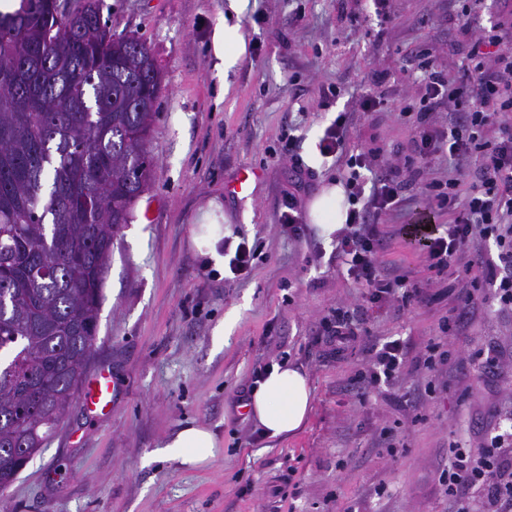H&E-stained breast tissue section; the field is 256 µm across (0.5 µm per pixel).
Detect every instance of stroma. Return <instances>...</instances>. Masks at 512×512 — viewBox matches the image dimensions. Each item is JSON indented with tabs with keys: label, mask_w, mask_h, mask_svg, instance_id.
<instances>
[{
	"label": "stroma",
	"mask_w": 512,
	"mask_h": 512,
	"mask_svg": "<svg viewBox=\"0 0 512 512\" xmlns=\"http://www.w3.org/2000/svg\"><path fill=\"white\" fill-rule=\"evenodd\" d=\"M102 18L146 42L164 82L152 185L114 238L89 366L111 374L112 410L97 415L73 402L10 488L9 512H449L440 475L452 447H478L499 413L512 411V312L487 288L467 329L442 335L441 320L459 304L456 275L427 270L423 236L399 238L385 261L437 297L401 314L368 311L363 325L383 339L440 345L448 364L435 374L404 370L393 387L357 397L345 384L364 354L327 357L320 321L362 303L364 290L337 270L334 244L312 229L288 237L280 221L293 188L289 153L323 189L345 173L316 156L338 113L352 119L350 145L390 155L410 134L395 98L409 89L415 53L428 48L438 66L465 65L466 43L448 41L460 25L448 0H392L384 21L372 0H249L241 17L248 56L227 73L210 49L224 0H103ZM329 84L341 93L320 102ZM364 93L387 99L364 115ZM244 168L259 175L247 199L225 191ZM213 199L225 234L265 242L264 259L229 286L189 243ZM490 350L494 368L485 364ZM280 351L306 373L311 413L295 435L256 440L257 424L230 399ZM429 384L433 397L418 402ZM187 423L222 443L194 470L156 454ZM385 426L399 435L395 449L379 445Z\"/></svg>",
	"instance_id": "stroma-1"
}]
</instances>
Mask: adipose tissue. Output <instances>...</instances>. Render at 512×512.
Masks as SVG:
<instances>
[{"mask_svg": "<svg viewBox=\"0 0 512 512\" xmlns=\"http://www.w3.org/2000/svg\"><path fill=\"white\" fill-rule=\"evenodd\" d=\"M247 5L248 0H226V23L213 35L212 52L228 70L240 64L246 54L245 35L235 18L243 14ZM347 212L345 192L336 183L324 187L309 204V218L319 237L328 243L342 228ZM223 221L221 205L209 201L200 209L190 237L192 249L217 269L224 265V257L218 248L224 235ZM311 407L312 391L307 376L296 367L276 363L254 388L247 409L268 437L282 438L304 426ZM218 446L217 436L209 427L187 424L165 440L161 454L166 460L197 467L213 458Z\"/></svg>", "mask_w": 512, "mask_h": 512, "instance_id": "ef3b65f1", "label": "adipose tissue"}]
</instances>
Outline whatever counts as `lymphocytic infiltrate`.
Returning <instances> with one entry per match:
<instances>
[{"mask_svg": "<svg viewBox=\"0 0 512 512\" xmlns=\"http://www.w3.org/2000/svg\"><path fill=\"white\" fill-rule=\"evenodd\" d=\"M503 20L477 29L461 26L459 34L470 46L469 65L459 75L430 61V50L417 53L424 70L415 88L416 102L405 101L399 117L411 136L393 151L385 175H375L378 157L370 151L347 148V113H338L318 147L321 155L346 167L345 186L353 206L336 233L335 258L347 276L360 284L366 303L397 310L426 305L428 289L410 279L408 271L389 264L382 253L399 235L389 215L405 202L403 189L424 182L432 209L448 213L444 231L431 237L424 261L428 268H455L462 306L443 332H457L469 321L478 286H490L496 300L512 307V0H499ZM447 113L440 124L438 113ZM449 156L454 165L446 179L432 171L436 159ZM493 242L497 259L483 261L479 246ZM323 343L332 357L361 347L367 354L362 369L348 380L357 395L390 384L408 362L434 370L432 352L415 353L401 339L372 338L348 311L337 310L323 327ZM442 479L448 486L452 512H469V494L480 491L486 512H512V431L491 436L483 453L458 448Z\"/></svg>", "mask_w": 512, "mask_h": 512, "instance_id": "obj_1", "label": "lymphocytic infiltrate"}]
</instances>
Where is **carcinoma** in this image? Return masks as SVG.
<instances>
[{
	"instance_id": "1",
	"label": "carcinoma",
	"mask_w": 512,
	"mask_h": 512,
	"mask_svg": "<svg viewBox=\"0 0 512 512\" xmlns=\"http://www.w3.org/2000/svg\"><path fill=\"white\" fill-rule=\"evenodd\" d=\"M0 13V498L47 446L92 359L112 240L150 186L162 84L100 0ZM96 199L91 212L73 205Z\"/></svg>"
}]
</instances>
